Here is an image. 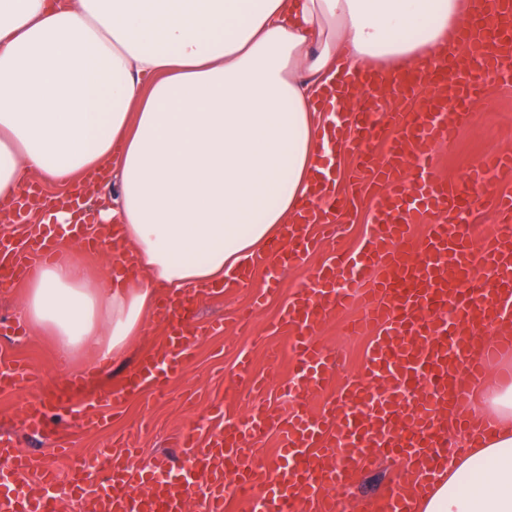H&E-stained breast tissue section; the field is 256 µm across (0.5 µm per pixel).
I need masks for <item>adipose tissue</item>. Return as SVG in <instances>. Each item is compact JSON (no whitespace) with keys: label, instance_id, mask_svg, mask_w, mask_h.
Wrapping results in <instances>:
<instances>
[{"label":"adipose tissue","instance_id":"ef3b65f1","mask_svg":"<svg viewBox=\"0 0 512 512\" xmlns=\"http://www.w3.org/2000/svg\"><path fill=\"white\" fill-rule=\"evenodd\" d=\"M469 0H0V203L28 175L112 188L97 223L142 271L38 264L17 303L62 364L119 357L166 290L217 286L317 200L314 106L340 69L444 65ZM492 436L450 457L411 512H512V380Z\"/></svg>","mask_w":512,"mask_h":512}]
</instances>
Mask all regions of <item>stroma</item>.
<instances>
[{
    "label": "stroma",
    "instance_id": "1",
    "mask_svg": "<svg viewBox=\"0 0 512 512\" xmlns=\"http://www.w3.org/2000/svg\"><path fill=\"white\" fill-rule=\"evenodd\" d=\"M505 149H512V86L488 87L474 103L469 124L453 144L439 145L441 165L436 176L467 189L470 166ZM357 164V155L340 154L338 177L345 207L336 214L331 238L323 240L293 267L273 273L260 265L246 287L197 298L189 324L200 329L201 334L189 351L183 373L163 390L148 386L134 399L116 404L108 397L146 353L162 344L166 325L159 319H152L142 334L132 339L123 356L106 366L80 355L68 367H60L51 337L29 327L20 335H0V358L22 360L35 374L34 382L27 387L0 391V427H14L23 453L39 465L56 468V490L61 494L63 512H82L80 503L64 494L69 458L99 460L111 451L113 443L119 442L127 445L131 465L145 467L155 455L179 450L184 433H192L201 443L223 430V417L213 411L216 405L227 407L238 417L258 405L276 414L288 413L293 402L284 395L283 386L294 374V359L288 335L280 324L281 310L293 294L307 287L318 269L333 263L339 253L357 249L363 243L365 226L372 220L377 200L370 187L352 181ZM260 292L265 293L266 299L257 308L252 300ZM349 319V313L336 312L317 330V339L334 353L335 365L331 384L306 394L305 403L311 410L329 406L344 384L362 372L369 339L351 333ZM217 321L223 322V331L204 334V327ZM244 357L250 362L253 376L265 381L262 392L239 386L238 363ZM73 373L85 377L80 399H101L107 415L104 428L84 430L72 411L56 417L64 430L60 446L38 441L18 425V416L35 397L51 394ZM406 483L404 460L381 456L370 470L337 486L334 494L340 512H358L365 499L401 492Z\"/></svg>",
    "mask_w": 512,
    "mask_h": 512
}]
</instances>
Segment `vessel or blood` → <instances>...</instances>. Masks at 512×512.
Instances as JSON below:
<instances>
[{
  "label": "vessel or blood",
  "mask_w": 512,
  "mask_h": 512,
  "mask_svg": "<svg viewBox=\"0 0 512 512\" xmlns=\"http://www.w3.org/2000/svg\"><path fill=\"white\" fill-rule=\"evenodd\" d=\"M480 17L462 26L453 35L470 59L467 68L446 81L443 72L432 70L412 119L402 120L400 139L394 140L383 158L366 157L356 172L357 180L369 182L379 196L377 211L363 245L355 252L337 256L334 264L318 270L309 287L282 309L281 323L293 338L295 376L307 387L329 383L332 364L329 353L314 339V328L326 311L351 307L361 300L363 308L352 322L358 334H368L372 343L366 358L365 377L348 382L340 406L322 413L299 407L285 418H273L263 408H255L245 422L225 417L224 430L209 438L206 445L184 439L183 458L197 468L198 483L152 486L149 493L135 496L133 484L144 482L143 472L123 463L125 449L116 448L100 461L101 486L87 489L89 476L74 466L69 477V493L85 501V512H185L192 495H200L203 512H224L228 500L244 502L248 512H295L300 501L314 503L316 512H337L338 503L328 496L330 487L343 483L356 472L369 469L375 459L370 449L386 456L409 450L424 453L448 440L450 428L467 427L476 387L486 369L512 352V334L499 333L478 344L473 337V317L512 324V248L502 232L491 233L480 252H473L452 220V213L466 199L450 183L433 177L436 142L452 143L471 114L465 105L472 91L482 89L481 73L497 72L512 64V0H482ZM343 122L355 126L361 143L381 138L394 115L384 99H363L359 111H341ZM414 166L419 193L406 201L401 184L404 163ZM512 173V153L485 157L468 173L471 184L480 185L489 172ZM428 223L425 238H415L412 227ZM317 238L287 228L283 241L270 244L265 260L274 267L303 258L317 245ZM53 235L42 234L0 250V286L9 287L32 271L35 260L55 255ZM482 261L495 286L488 296L471 294L472 268ZM348 277L344 292H337L336 278ZM192 299L170 303L169 332L164 345L144 356L128 379L111 392L113 399L126 401L144 386L163 389L168 379L187 362L194 334L187 324ZM447 308L448 319L431 324L433 309ZM458 355L465 365V377H456L448 366L449 355ZM384 377L402 386L409 381L429 380L423 397L406 415L405 428H397L392 410L394 395L384 399L386 409L366 415L369 398L366 382ZM29 368L16 361L0 363V388H15L30 382ZM84 381L72 375L58 392L37 400L25 412L22 422L44 439L59 437L48 423L51 410L71 404ZM275 430L280 440V460L275 486H268L263 466H248L246 459L254 442L267 430ZM343 455L341 466H329L335 455ZM35 470L33 460L17 448L11 433H0V512H57L53 493L56 478L44 471L45 488L38 497H19L15 486L27 485ZM404 494H392L366 501L362 512H404Z\"/></svg>",
  "instance_id": "obj_1"
}]
</instances>
